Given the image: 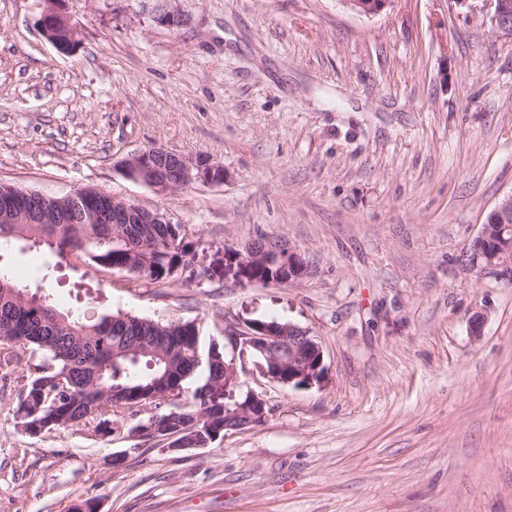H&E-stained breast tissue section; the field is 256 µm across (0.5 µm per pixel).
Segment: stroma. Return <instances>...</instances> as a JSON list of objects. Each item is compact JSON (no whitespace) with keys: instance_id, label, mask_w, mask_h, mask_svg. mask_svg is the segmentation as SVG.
<instances>
[{"instance_id":"stroma-1","label":"stroma","mask_w":512,"mask_h":512,"mask_svg":"<svg viewBox=\"0 0 512 512\" xmlns=\"http://www.w3.org/2000/svg\"><path fill=\"white\" fill-rule=\"evenodd\" d=\"M66 0L74 53L43 37L42 0H0V186L94 187L184 225L193 275L160 282L47 250L0 246V273L60 310L99 298L193 321L226 358L250 319L321 343L325 375L284 386L243 373L265 419L208 447L131 435L155 409L31 435L27 363L0 375V512H512V279L462 255L512 194V37L449 0ZM153 147L218 162L220 185L165 195L131 180ZM296 247L284 285L224 274V248ZM486 315L480 337L474 312ZM123 455L113 466L114 455Z\"/></svg>"}]
</instances>
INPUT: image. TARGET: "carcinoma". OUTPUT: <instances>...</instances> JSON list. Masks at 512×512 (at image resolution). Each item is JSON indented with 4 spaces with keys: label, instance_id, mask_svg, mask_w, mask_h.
Listing matches in <instances>:
<instances>
[{
    "label": "carcinoma",
    "instance_id": "obj_1",
    "mask_svg": "<svg viewBox=\"0 0 512 512\" xmlns=\"http://www.w3.org/2000/svg\"><path fill=\"white\" fill-rule=\"evenodd\" d=\"M83 202L46 203L33 192L22 193V199L7 206L37 217L52 208L66 224H3L0 222V243L20 239L28 233L46 238V246L61 258L68 254L88 261V264L108 270L125 272L138 280L161 281L171 278L174 267L187 268L196 253L186 242L182 224H131L117 231L110 224H76L77 209ZM10 279L0 275V330L5 331V344L11 351L3 356L4 365L22 355H40L35 373L22 398L17 414L24 415L20 423L37 418L51 428L63 419L69 425L99 419L112 423V413L128 410L127 404L112 401L107 391L112 386L150 387L174 368L173 383L185 390L190 381L196 387L187 404L173 406L165 398L167 388L158 387L143 404L159 409L157 416L166 424L164 436L172 443L187 448H205L212 443V433L224 431V407L233 404L208 405L207 396L212 383L224 379V354L218 348L204 347L199 330L191 336L178 334V322L159 321L130 314L104 313L96 322L87 323L78 316L64 314L68 326L54 332L48 328V312L16 303L10 294ZM136 335L157 344L165 343L163 352L170 357L166 362L151 356L138 359L120 357L112 364V376L96 386L85 385L68 394L63 390L45 388L42 381L63 378L64 384L78 378V367L107 361L115 348L132 346L130 336Z\"/></svg>",
    "mask_w": 512,
    "mask_h": 512
}]
</instances>
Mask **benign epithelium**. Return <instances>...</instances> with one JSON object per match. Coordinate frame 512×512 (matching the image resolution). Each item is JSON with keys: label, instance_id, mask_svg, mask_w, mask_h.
I'll return each instance as SVG.
<instances>
[{"label": "benign epithelium", "instance_id": "obj_1", "mask_svg": "<svg viewBox=\"0 0 512 512\" xmlns=\"http://www.w3.org/2000/svg\"><path fill=\"white\" fill-rule=\"evenodd\" d=\"M151 2L153 18L167 25H178L181 18L169 7L170 0H141ZM45 9L40 18L43 37L59 52L71 54L76 50L77 28L67 12L65 0H43ZM351 10L363 15L383 11L390 0H340ZM491 5L489 21L492 28L512 36V0H487ZM130 179L147 185L159 193L173 192L192 184H222L228 174L224 166L208 159H190L164 148L154 147L123 163ZM98 196L112 201V224H169L171 219L159 210H149L127 201L118 200L100 191ZM474 241L485 252L476 263L486 272L504 278L512 277V194L506 196L491 212ZM305 264L296 248L280 240L255 239L247 245L224 249V274L241 284H286L299 278ZM249 351L262 353L264 360L254 359L251 373L282 385L310 386L321 382L325 374L323 351L319 341L304 328L287 322L265 323L251 319L245 330L233 337ZM288 347V357L279 356L277 347ZM244 368L236 360H224V392L231 395L239 387ZM235 415L243 425H255L265 419L266 402L249 392L246 401L236 406Z\"/></svg>", "mask_w": 512, "mask_h": 512}]
</instances>
